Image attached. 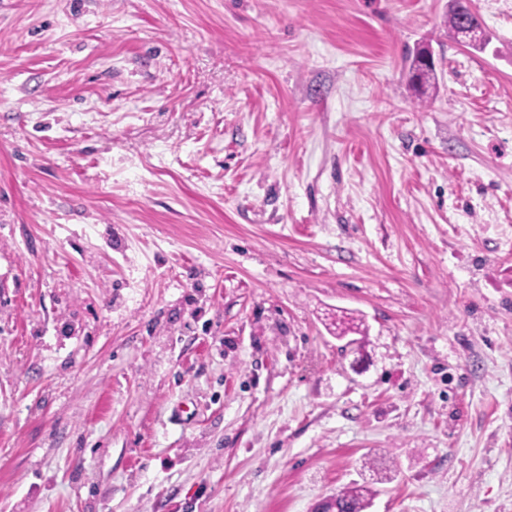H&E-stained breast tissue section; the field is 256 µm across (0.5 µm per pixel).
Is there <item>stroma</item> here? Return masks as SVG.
I'll list each match as a JSON object with an SVG mask.
<instances>
[{"mask_svg":"<svg viewBox=\"0 0 512 512\" xmlns=\"http://www.w3.org/2000/svg\"><path fill=\"white\" fill-rule=\"evenodd\" d=\"M472 7L481 50L448 0H0V512H512V0ZM471 0H450L448 9V26L462 42V34L469 30L478 32L481 28L480 18L471 9ZM375 491L368 484L346 486L318 506L324 512H366L371 506Z\"/></svg>","mask_w":512,"mask_h":512,"instance_id":"35a3bbf8","label":"stroma"}]
</instances>
